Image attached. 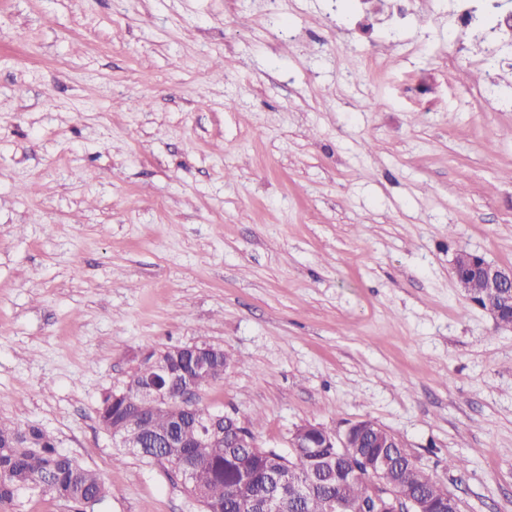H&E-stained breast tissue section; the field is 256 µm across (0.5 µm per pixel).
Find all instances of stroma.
<instances>
[{"label":"stroma","mask_w":512,"mask_h":512,"mask_svg":"<svg viewBox=\"0 0 512 512\" xmlns=\"http://www.w3.org/2000/svg\"><path fill=\"white\" fill-rule=\"evenodd\" d=\"M0 0V419L108 496L201 512L96 411L140 353L233 361L200 403L288 453L393 432L459 512H512V331L452 274L512 266V31L458 0ZM209 343L206 341H197L192 344L179 346L177 348H165L163 350H151L147 352L141 361L144 358L153 353L154 356L151 360V364H153L158 372H161L166 367V361L164 359V354L169 352L171 355H177L181 351H191L197 359V368L200 371H205L209 367L210 362V347Z\"/></svg>","instance_id":"35a3bbf8"}]
</instances>
